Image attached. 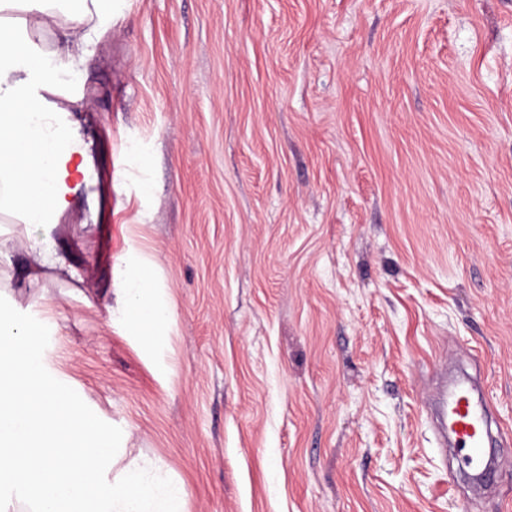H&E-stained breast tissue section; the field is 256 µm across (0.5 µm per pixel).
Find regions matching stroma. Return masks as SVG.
I'll return each mask as SVG.
<instances>
[{"label":"stroma","mask_w":512,"mask_h":512,"mask_svg":"<svg viewBox=\"0 0 512 512\" xmlns=\"http://www.w3.org/2000/svg\"><path fill=\"white\" fill-rule=\"evenodd\" d=\"M72 89L97 181L0 296L184 512L512 505V0H114ZM172 316L117 302L129 266ZM476 373L509 447L472 495L428 403Z\"/></svg>","instance_id":"35a3bbf8"}]
</instances>
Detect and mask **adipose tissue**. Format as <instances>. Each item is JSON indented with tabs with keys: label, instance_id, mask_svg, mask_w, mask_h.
<instances>
[{
	"label": "adipose tissue",
	"instance_id": "ef3b65f1",
	"mask_svg": "<svg viewBox=\"0 0 512 512\" xmlns=\"http://www.w3.org/2000/svg\"><path fill=\"white\" fill-rule=\"evenodd\" d=\"M112 0H0V218L26 226V247L41 268L73 276L48 230L37 200L48 188L45 173L54 149L45 116L23 111L22 93L42 88L61 99L59 113L78 105L66 75L79 72ZM149 282L137 270L127 272L120 289L122 310L136 324L158 331L172 312L152 301Z\"/></svg>",
	"mask_w": 512,
	"mask_h": 512
}]
</instances>
